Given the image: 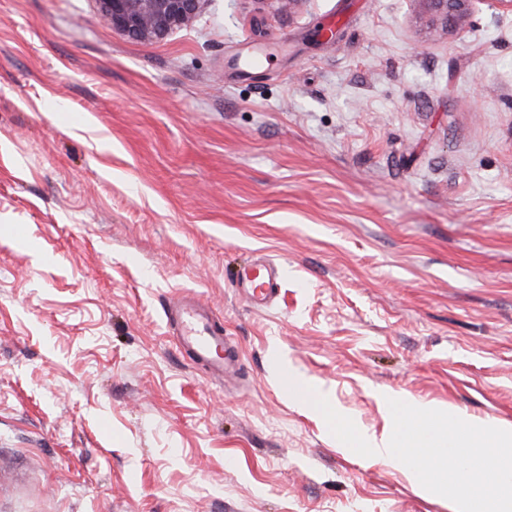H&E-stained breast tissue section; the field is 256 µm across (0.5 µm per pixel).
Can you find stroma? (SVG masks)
I'll use <instances>...</instances> for the list:
<instances>
[{
  "mask_svg": "<svg viewBox=\"0 0 512 512\" xmlns=\"http://www.w3.org/2000/svg\"><path fill=\"white\" fill-rule=\"evenodd\" d=\"M421 13L204 0L148 43L0 0V512H450L279 377L378 434L382 389L512 424V15ZM280 271V266L258 257L238 271L236 285L254 305L264 306L275 297ZM173 313L182 324L181 345L198 361L204 363L214 378L228 381L240 368V360L229 340L216 334L209 324L206 309L198 299L189 295L178 297ZM224 347V357L218 349Z\"/></svg>",
  "mask_w": 512,
  "mask_h": 512,
  "instance_id": "obj_1",
  "label": "stroma"
}]
</instances>
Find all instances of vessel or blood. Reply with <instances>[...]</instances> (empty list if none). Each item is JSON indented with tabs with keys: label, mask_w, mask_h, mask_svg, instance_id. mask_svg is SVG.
<instances>
[{
	"label": "vessel or blood",
	"mask_w": 512,
	"mask_h": 512,
	"mask_svg": "<svg viewBox=\"0 0 512 512\" xmlns=\"http://www.w3.org/2000/svg\"><path fill=\"white\" fill-rule=\"evenodd\" d=\"M279 277V266L259 258L238 271L236 285L254 305L264 306L274 298ZM173 313L181 320V345L196 360L204 363L213 377L233 378L240 368V361L228 339L213 331L199 300L187 295L179 296Z\"/></svg>",
	"instance_id": "obj_1"
}]
</instances>
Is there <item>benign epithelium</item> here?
Wrapping results in <instances>:
<instances>
[{
	"instance_id": "1",
	"label": "benign epithelium",
	"mask_w": 512,
	"mask_h": 512,
	"mask_svg": "<svg viewBox=\"0 0 512 512\" xmlns=\"http://www.w3.org/2000/svg\"><path fill=\"white\" fill-rule=\"evenodd\" d=\"M203 0H95L100 19L112 31L129 39L162 40L189 23L200 11ZM425 8L430 26L443 31L465 23L472 0H418Z\"/></svg>"
}]
</instances>
